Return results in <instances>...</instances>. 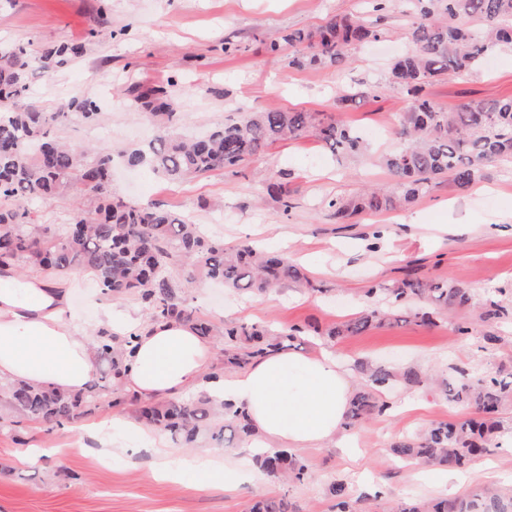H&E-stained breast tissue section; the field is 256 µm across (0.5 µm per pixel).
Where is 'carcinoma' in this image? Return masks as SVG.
I'll return each mask as SVG.
<instances>
[{
  "mask_svg": "<svg viewBox=\"0 0 512 512\" xmlns=\"http://www.w3.org/2000/svg\"><path fill=\"white\" fill-rule=\"evenodd\" d=\"M367 5L370 18L366 20L332 18L267 43L272 55L281 51V42L288 43L294 49L292 65L341 70L347 64L348 47L377 42L385 35L382 22L390 12L400 9L410 17L411 49L391 64L390 74L412 102L401 116L398 145L378 158L394 182L353 198L330 200L328 208L338 222L366 211L411 206L441 178L450 177L464 187L479 176L482 167L512 162V97L442 110L423 94L426 85L448 72H468L479 67L494 48L512 46V0H367ZM461 19H476L479 25L464 26ZM80 52L78 45L65 43L48 47L37 57L22 44L0 49V268L56 276L89 271L101 299L134 293L149 319L179 321L213 337L224 345L226 369H243L268 352L288 349L300 329L282 335L267 326L212 322L196 314L186 292L201 280H217L229 290L250 293L290 285L310 287L311 280L284 255L249 245L226 247L205 236L183 214L113 194L112 163L118 158L130 166L145 165L167 181L181 183L214 171L235 172L267 145L307 135L320 139L334 153L360 155L365 152L362 136L316 112L269 110L230 118L224 126L188 141L173 133L176 113L166 86L158 84L136 85L125 92L128 107L145 113L157 127L144 148L114 155L63 144L53 138V128L73 115L94 120L97 105L75 95L54 112L42 111L29 101L30 77L35 70L51 73ZM377 93V86L362 84L344 91L338 102L355 104ZM267 193L281 212L292 208L295 189L288 182L270 184ZM63 195L77 199L69 222L54 231L36 223L27 203ZM368 294L381 295L392 304L417 297L444 309L464 308L472 301L467 289L446 279H404L390 287L378 284ZM385 321L398 323L402 316L395 310L366 309L329 335H356ZM133 339V335L120 340L99 334L94 349L107 371L79 393L0 383V425L21 417L63 428L81 418L95 401L117 391L126 345ZM361 372L366 386L351 400L347 428L385 411L378 389L396 382H420V374L412 368L397 371L366 364ZM436 385L448 403L473 407L483 418L437 423L397 443L393 452L407 462L463 468L490 451L500 433L495 415L512 397V375L478 377L461 370L451 378L440 376ZM138 417L169 432L185 447L193 446L203 434L222 441L228 427L240 439L253 435L245 411L230 403L217 404L205 394L190 402H142ZM255 461L275 480L301 481L306 474V465L288 448L259 454ZM329 493L336 512H353L344 481L333 482ZM249 512L296 510L286 496L272 495L255 500ZM402 512H512V495L485 491L411 505Z\"/></svg>",
  "mask_w": 512,
  "mask_h": 512,
  "instance_id": "cac0c4a2",
  "label": "carcinoma"
}]
</instances>
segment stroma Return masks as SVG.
<instances>
[{
	"label": "stroma",
	"mask_w": 512,
	"mask_h": 512,
	"mask_svg": "<svg viewBox=\"0 0 512 512\" xmlns=\"http://www.w3.org/2000/svg\"><path fill=\"white\" fill-rule=\"evenodd\" d=\"M366 11L365 0H0V47L22 44L35 55L54 42L82 45V54L66 66L35 73L31 87L46 111L77 94L96 101L95 121L71 117L55 127L54 138L69 144L91 143L102 151L146 144L154 129L144 113L125 105L120 91L170 82L176 130L184 136L221 127L237 112H320L359 130L379 155L397 144L401 115L410 106L388 69L410 47L408 16L389 14L385 38L348 48V65L340 71L292 66L288 47L277 55L266 51L270 39L287 31L335 15L362 18ZM228 40L233 50H225ZM359 81L378 86V97L339 106L338 88ZM425 93L441 108L512 97V49L495 50L480 69L448 74ZM282 178L298 188L286 215L266 197L267 184ZM391 181L383 168L332 153L313 136L274 143L240 172L216 171L182 184L144 166H117L115 193L188 215L225 245L250 242L286 251L313 282L309 289L244 294L203 281L187 295L199 314L279 331L302 327L292 350L330 349L354 368L357 391L364 382L356 370L366 362L412 368L423 380L380 390L389 412L348 429L346 449H299L308 467L299 483L265 476L230 489L193 471L175 481L161 479L126 396L118 402L103 397L90 414L63 429L11 423L0 428V512H247L251 499L276 494L287 495L297 512H330L329 487L339 478L349 482L358 512H395L411 501L452 499L486 487L512 491V400L499 415V448L465 470L404 462L392 451L418 430L468 417L467 409L431 387L432 372L512 373V162L485 166L466 188L443 180L406 209L363 213L348 224L331 218L330 199ZM408 276L452 280L470 290L472 303L433 310L432 324L425 325L412 317L425 307L417 301L404 309V322L326 337L327 329L366 306L367 288ZM62 281L76 320L94 324L99 300L92 274L73 271ZM461 325L469 326L468 335L458 334ZM92 423L111 425L129 454L115 455L106 465L83 449L79 435ZM34 448L38 456L18 464Z\"/></svg>",
	"instance_id": "1"
}]
</instances>
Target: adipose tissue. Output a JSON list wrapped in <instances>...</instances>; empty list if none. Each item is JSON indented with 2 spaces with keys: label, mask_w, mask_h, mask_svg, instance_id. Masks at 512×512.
Segmentation results:
<instances>
[{
  "label": "adipose tissue",
  "mask_w": 512,
  "mask_h": 512,
  "mask_svg": "<svg viewBox=\"0 0 512 512\" xmlns=\"http://www.w3.org/2000/svg\"><path fill=\"white\" fill-rule=\"evenodd\" d=\"M99 330L137 336V349L122 378L123 391L161 400L203 391L216 400L245 409L254 436L233 457L219 451L183 455L144 431L158 460V473L178 477L192 470L231 484L255 483L250 465L261 448H318L338 444L353 396L350 371L328 351L300 354L282 350L245 369L205 381L217 355V342L176 321L116 322L105 311ZM93 332L79 327L68 291L39 276L19 277L0 269V381L83 391L96 377L99 362Z\"/></svg>",
  "instance_id": "obj_1"
}]
</instances>
